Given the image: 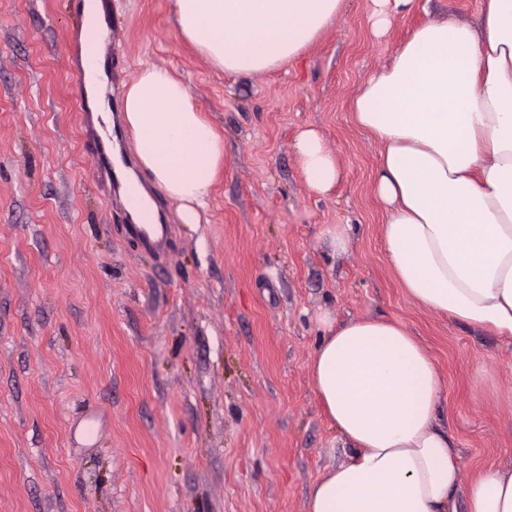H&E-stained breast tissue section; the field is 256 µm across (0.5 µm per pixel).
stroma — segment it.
<instances>
[{
    "label": "stroma",
    "instance_id": "1",
    "mask_svg": "<svg viewBox=\"0 0 512 512\" xmlns=\"http://www.w3.org/2000/svg\"><path fill=\"white\" fill-rule=\"evenodd\" d=\"M109 2L108 97L142 65L170 70L223 136L224 166L202 224L149 186L172 234L166 253L143 248L92 165L81 9L0 0V512H308L349 454L310 373L325 316L419 337L464 482L511 464L512 344L401 288L374 189L382 145L352 110L417 27L475 21L481 0H418L381 37L372 0H346L298 61L258 74L215 68L173 0ZM309 128L340 170L325 195L298 161ZM334 224L349 227L345 252Z\"/></svg>",
    "mask_w": 512,
    "mask_h": 512
}]
</instances>
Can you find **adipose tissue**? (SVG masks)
<instances>
[{
    "instance_id": "obj_1",
    "label": "adipose tissue",
    "mask_w": 512,
    "mask_h": 512,
    "mask_svg": "<svg viewBox=\"0 0 512 512\" xmlns=\"http://www.w3.org/2000/svg\"><path fill=\"white\" fill-rule=\"evenodd\" d=\"M345 0H174L179 31L218 69H276L300 57ZM357 123L383 145L375 187L386 205L392 270L423 307L512 339V0H482L478 25L430 21L369 75ZM123 123L141 176L189 224L201 221L224 140L188 86L147 65L125 92ZM310 189L339 180L313 130L298 137ZM326 334L310 365L348 461L311 489L309 512H512V465L463 484L436 424L444 384L400 322L360 318Z\"/></svg>"
}]
</instances>
